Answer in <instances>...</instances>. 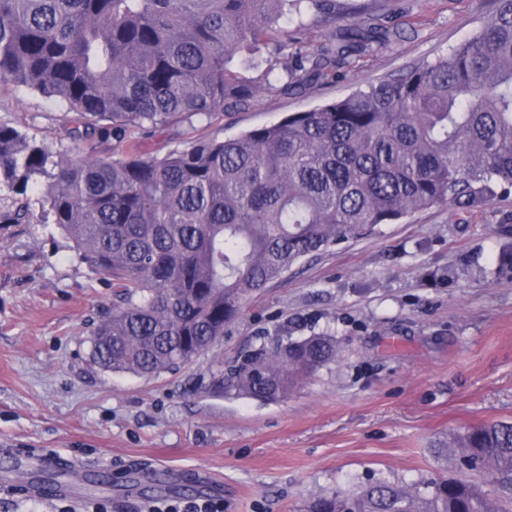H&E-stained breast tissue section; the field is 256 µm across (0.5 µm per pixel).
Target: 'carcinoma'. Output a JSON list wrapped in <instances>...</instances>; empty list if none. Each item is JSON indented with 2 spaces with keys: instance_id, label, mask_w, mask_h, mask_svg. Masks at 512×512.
<instances>
[{
  "instance_id": "carcinoma-1",
  "label": "carcinoma",
  "mask_w": 512,
  "mask_h": 512,
  "mask_svg": "<svg viewBox=\"0 0 512 512\" xmlns=\"http://www.w3.org/2000/svg\"><path fill=\"white\" fill-rule=\"evenodd\" d=\"M336 23V0H0V81L75 114L76 144L115 139L117 157L71 155L0 125V219L51 224L112 281L91 335L106 371L150 378L212 349L244 304L301 259L419 211L486 205L512 189V0L447 53L334 103L229 139L143 156L133 134L248 109L336 76L393 32L367 17L343 39H307L293 17ZM512 274V243L494 274ZM333 334L277 336L220 373L226 396L276 402L339 357ZM442 472L323 490L306 512H507L512 423L453 431ZM462 472L448 477V456Z\"/></svg>"
}]
</instances>
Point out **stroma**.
<instances>
[{
  "label": "stroma",
  "mask_w": 512,
  "mask_h": 512,
  "mask_svg": "<svg viewBox=\"0 0 512 512\" xmlns=\"http://www.w3.org/2000/svg\"><path fill=\"white\" fill-rule=\"evenodd\" d=\"M336 24L309 14L311 45L358 20L387 17L401 35L350 58L340 78L247 110L191 120L143 139L163 155L224 139L335 101L432 60L495 13L497 0H336ZM72 113L0 82V125L64 149ZM512 239V194L472 209L432 208L368 237L309 256L250 298L210 351L152 378L105 372L91 360L90 325L112 303L50 227L0 222V512H60L31 492L37 460L84 466L83 502L142 512L162 499L212 497L224 512H303L322 490L371 477L434 474L435 441L490 421L512 422V278L464 276L491 266ZM460 270L454 282L440 273ZM331 331L340 348L277 403L226 397L207 385L221 364L274 336ZM111 474V482L97 475Z\"/></svg>",
  "instance_id": "stroma-1"
}]
</instances>
